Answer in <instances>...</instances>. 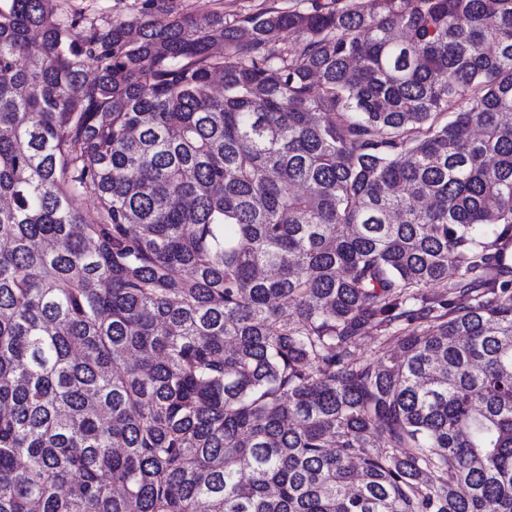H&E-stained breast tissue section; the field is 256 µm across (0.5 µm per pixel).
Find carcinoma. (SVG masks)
<instances>
[{"instance_id": "1", "label": "carcinoma", "mask_w": 512, "mask_h": 512, "mask_svg": "<svg viewBox=\"0 0 512 512\" xmlns=\"http://www.w3.org/2000/svg\"><path fill=\"white\" fill-rule=\"evenodd\" d=\"M0 199V512H512V0H0ZM72 8H83L90 13L99 12L114 21L128 20L135 13L134 0H72ZM271 1L273 0H219L216 2H209V0H170L168 3L175 9L190 8V6L194 9H200L201 12L207 9H215L228 16L255 12Z\"/></svg>"}]
</instances>
